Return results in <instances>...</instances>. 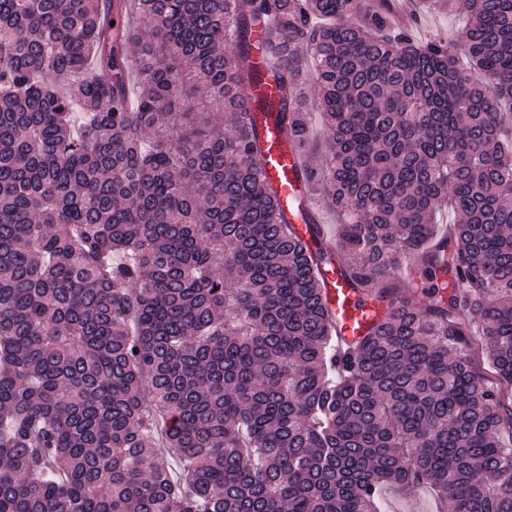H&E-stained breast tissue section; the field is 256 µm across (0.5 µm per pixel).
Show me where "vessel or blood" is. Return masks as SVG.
Instances as JSON below:
<instances>
[{
	"label": "vessel or blood",
	"mask_w": 512,
	"mask_h": 512,
	"mask_svg": "<svg viewBox=\"0 0 512 512\" xmlns=\"http://www.w3.org/2000/svg\"><path fill=\"white\" fill-rule=\"evenodd\" d=\"M265 137V174L277 193L280 205L291 223L304 226L305 218L301 203L307 200L305 182L301 174L302 162L295 150L281 137L274 127L263 130ZM326 302L340 323L345 336L354 337L363 334L369 320V310L357 307L340 277L333 272L324 278Z\"/></svg>",
	"instance_id": "obj_1"
}]
</instances>
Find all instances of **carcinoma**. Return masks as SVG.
Returning <instances> with one entry per match:
<instances>
[{
	"label": "carcinoma",
	"instance_id": "1",
	"mask_svg": "<svg viewBox=\"0 0 512 512\" xmlns=\"http://www.w3.org/2000/svg\"><path fill=\"white\" fill-rule=\"evenodd\" d=\"M425 7L466 62L390 0H0V512H512V0ZM308 53L334 243L248 117L307 150ZM410 9L413 21L409 26L401 27L413 39L417 41H427L433 36L446 37L453 39L458 44V49H462V32L464 31L466 18L462 12L448 14L437 11H425L412 0ZM265 137V174L276 190L277 197L288 219L306 239V220L301 210V201L310 210L309 197L301 174L302 162L295 150L281 137L272 123L263 129ZM326 302L336 320L342 326L344 336H360L364 333L366 323L371 320L368 316V306L358 308L351 298L350 288L335 272H327L323 277ZM381 510L383 512H437L436 503L430 492L419 488L413 495H405L389 490L382 498Z\"/></svg>",
	"mask_w": 512,
	"mask_h": 512
}]
</instances>
